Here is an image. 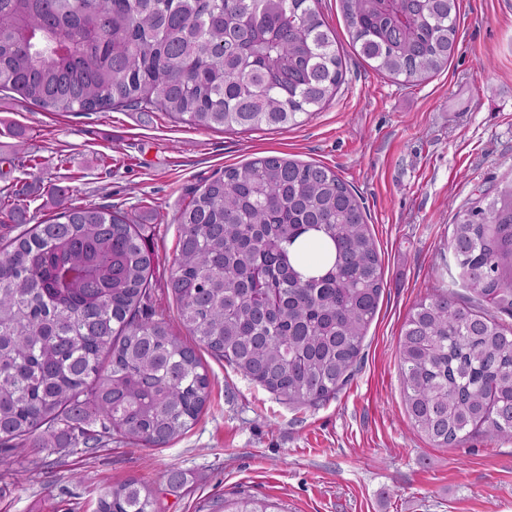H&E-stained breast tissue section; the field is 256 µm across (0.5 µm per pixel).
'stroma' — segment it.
I'll use <instances>...</instances> for the list:
<instances>
[{
    "instance_id": "1",
    "label": "stroma",
    "mask_w": 512,
    "mask_h": 512,
    "mask_svg": "<svg viewBox=\"0 0 512 512\" xmlns=\"http://www.w3.org/2000/svg\"><path fill=\"white\" fill-rule=\"evenodd\" d=\"M317 8L346 62L336 97L301 125L197 128L162 112H45L0 93V189L29 184L27 216L55 214L47 188L78 203L138 209L156 255L151 304L184 341L168 286L177 219L224 168L278 155L317 162L363 202L383 291L353 380L296 408L198 348L211 386L193 428L165 448L115 437L94 454L26 449L0 466V512H95L104 486L146 485L159 512H224L254 495L284 512H512V441L439 448L405 411L398 339L419 299L457 274L455 211L512 178V0H459L457 49L422 82L377 74L352 47L338 0ZM61 165L15 162L17 146ZM187 476L172 488L169 471Z\"/></svg>"
}]
</instances>
